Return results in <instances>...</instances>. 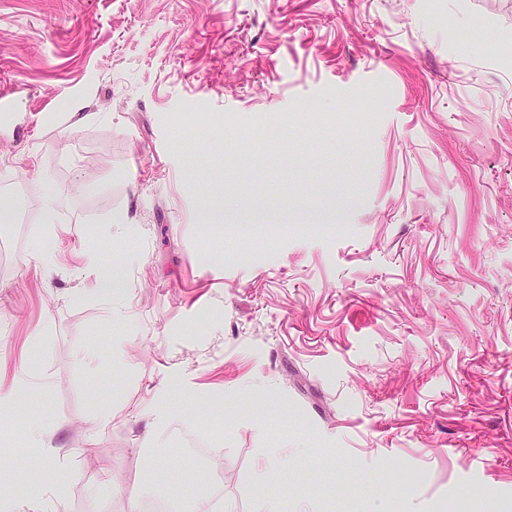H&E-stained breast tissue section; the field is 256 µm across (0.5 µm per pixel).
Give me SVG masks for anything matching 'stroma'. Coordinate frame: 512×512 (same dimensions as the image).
Listing matches in <instances>:
<instances>
[{"label": "stroma", "mask_w": 512, "mask_h": 512, "mask_svg": "<svg viewBox=\"0 0 512 512\" xmlns=\"http://www.w3.org/2000/svg\"><path fill=\"white\" fill-rule=\"evenodd\" d=\"M14 87L17 512H512V0H0ZM37 190L43 194L45 208L42 212V221L47 225L48 232L38 239L34 246V254L43 270L53 268L58 260L61 247V238L54 228L57 227V201L51 195L46 184L39 186ZM83 263L85 269L95 276L97 289L96 295L100 300L110 302L112 300V291L119 288V278L112 268H105L99 261L94 250L88 248L83 253Z\"/></svg>", "instance_id": "stroma-1"}]
</instances>
